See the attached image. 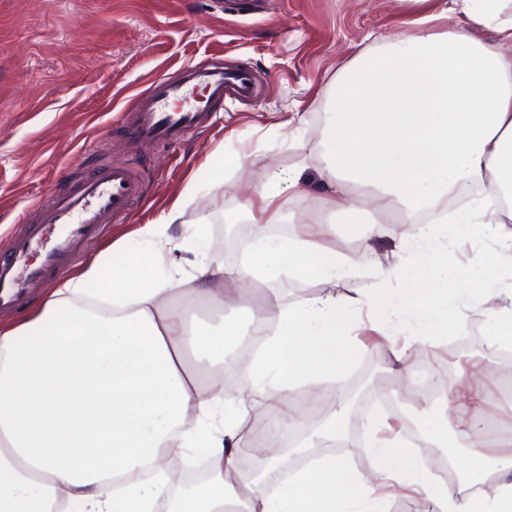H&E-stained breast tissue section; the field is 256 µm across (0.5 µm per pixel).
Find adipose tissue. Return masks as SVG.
<instances>
[{"mask_svg":"<svg viewBox=\"0 0 512 512\" xmlns=\"http://www.w3.org/2000/svg\"><path fill=\"white\" fill-rule=\"evenodd\" d=\"M412 11L414 34L390 36L359 53L336 81L333 116L322 132L320 199L347 223L372 208L397 207L418 230L417 251L402 266L379 268L380 288L364 299L337 295L354 267L319 237L266 233L281 223L285 186L255 191L256 230L240 265L223 257L198 261L184 278L172 260L189 243L169 236L181 223L183 199L160 220L140 227L155 246L140 254L113 247L69 277L21 324L0 329V512H157L171 484L168 460L205 454L211 475L168 512H391L387 489L425 496L431 512H512V452L476 447L480 387L449 388L457 424L451 486L422 468L398 441L373 440L372 476L327 456L275 488L240 477L236 455L246 392L288 393L330 383L355 362L351 339L358 313L369 310L389 336L426 342L481 318L490 350L512 351V234L483 247L486 227L512 222V0H398ZM487 29L492 42L473 33ZM480 252L460 266L462 245ZM297 276L322 285L292 303L272 298L251 314L259 352L233 385L216 376L201 388L182 363L184 352L223 365L226 344L240 334L224 309L235 308L253 279ZM230 278L215 291L213 280ZM208 298L218 314L191 321L166 299ZM495 480L494 494L484 490Z\"/></svg>","mask_w":512,"mask_h":512,"instance_id":"adipose-tissue-1","label":"adipose tissue"}]
</instances>
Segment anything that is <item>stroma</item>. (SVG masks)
Instances as JSON below:
<instances>
[{"label":"stroma","instance_id":"35a3bbf8","mask_svg":"<svg viewBox=\"0 0 512 512\" xmlns=\"http://www.w3.org/2000/svg\"><path fill=\"white\" fill-rule=\"evenodd\" d=\"M404 21L396 0H0V249L36 222L39 207L122 162L140 178L142 198L83 248L72 270L117 242L128 252L149 250L138 229L185 193L190 203L177 234L195 250L173 257L188 277L197 254L223 252L225 213L244 211L255 188L299 169L301 188L284 194L287 214L355 258L354 272L336 283L338 294L371 295L378 267L411 259L400 247L405 216L376 212L385 232L375 236L339 221L321 228L319 141L338 72L360 49L380 48L386 36L404 31ZM190 64L245 69L257 90L248 100H226L208 127L177 145H133L120 128L132 96ZM229 155L243 157V170L225 169ZM303 287L286 277L252 283L236 318L248 326V309L268 294L290 303ZM468 327L474 337L463 348L449 337L406 345L362 328L361 354L335 388L386 395L380 409L403 437L411 422L425 428L437 419L453 428L446 403L432 401L422 385L431 374L453 382L463 371L483 390L484 418L512 423V398L500 395L512 363L490 353L479 322ZM396 350L403 359L394 373ZM367 417L349 404L327 415L343 442L336 457L366 474L372 469Z\"/></svg>","mask_w":512,"mask_h":512}]
</instances>
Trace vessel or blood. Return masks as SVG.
<instances>
[{
	"label": "vessel or blood",
	"instance_id": "vessel-or-blood-1",
	"mask_svg": "<svg viewBox=\"0 0 512 512\" xmlns=\"http://www.w3.org/2000/svg\"><path fill=\"white\" fill-rule=\"evenodd\" d=\"M253 93L247 71L205 65L182 68L175 78L153 80L135 96L127 125L129 139L144 147L176 142L205 124L224 98H248ZM141 192L132 172L115 164L86 178L61 203L43 209L37 223L14 237L0 254V312L23 306L43 287L48 273L65 269L76 258L79 245L125 215ZM36 250L43 260L32 267L28 258Z\"/></svg>",
	"mask_w": 512,
	"mask_h": 512
}]
</instances>
